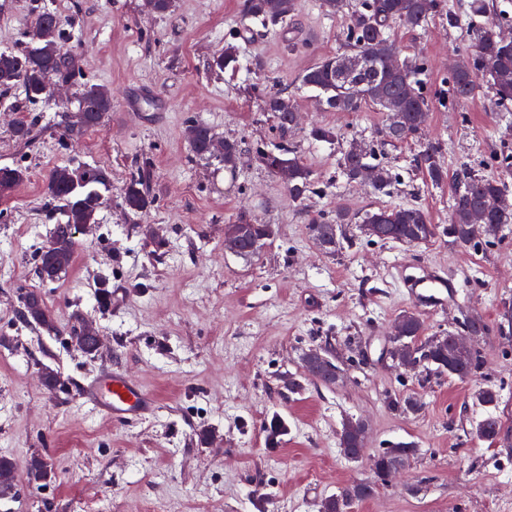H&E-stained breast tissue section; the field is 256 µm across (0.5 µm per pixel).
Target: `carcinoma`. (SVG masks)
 Here are the masks:
<instances>
[{
    "mask_svg": "<svg viewBox=\"0 0 512 512\" xmlns=\"http://www.w3.org/2000/svg\"><path fill=\"white\" fill-rule=\"evenodd\" d=\"M301 0H244L243 17L265 29H287L288 20L300 10ZM324 15L346 22L343 50L325 56L310 66L301 76V85L318 92L320 101L330 111H356L364 104H372L385 113L381 137L390 143H403L421 135L426 121L428 103L421 91L418 75L424 63L413 58L401 57L402 49L392 38L391 30L401 25L415 31L428 25L438 12V0H320ZM487 12L484 0L470 4L469 38L476 47V58L458 64L451 76V96L466 101L475 96L479 88V72L488 75L499 103L512 101V44L505 43L499 31L479 21ZM62 36L61 18L54 9L38 11L34 25L27 33L28 42L17 51L0 52V89L14 86L23 88L25 99L38 103L49 98L51 81L67 83L76 74L74 59L59 51ZM239 62L238 46L228 43L224 51L213 57L209 68L225 70L236 68ZM77 118L67 126L65 136L84 134L99 129L108 112L112 110V95L102 84L86 82L77 98ZM264 110L273 114L282 136H288L296 125L293 104L282 91L263 95ZM196 137L190 142L194 157L213 158L224 163V170L234 173L245 155L237 140H224V151L215 152L210 143L216 140L212 128L205 123H195ZM308 138L313 142L336 141L335 130L327 125L311 128ZM374 147L362 140L352 139L342 150L341 173L348 182L363 177L371 171L370 184L378 194H386L393 176L389 169L370 163ZM251 161L276 176L279 168L286 166L292 171L288 194L300 203L313 190V171L301 160L293 146L281 145L277 150L257 149ZM417 167L433 185L448 179V173L440 161V147L428 145L416 157ZM27 170L17 167L0 168V198L11 195L24 181ZM106 181L105 174L95 168L73 167L64 164L53 169L49 176L48 190L51 199L59 203L62 219L50 231L52 248L40 249L37 267L41 281L54 282L67 272L72 264L79 229L95 223L101 209L102 196L98 186ZM122 203L133 214L150 208V162H145L124 186ZM360 224L369 240L401 243L409 246L425 244L438 235L448 236L449 242L469 246L476 239L497 238L501 228L512 224V190L501 177H489L471 171L456 177V187L451 205L449 223L440 227L432 223L427 210L417 205L369 210L358 216L347 210L336 211L328 219H313L308 224L312 237L324 250L334 254L340 248L339 226ZM272 235L269 224H228L224 246L241 258L253 257ZM21 317L34 323L47 333L57 331V321L45 303L39 289H31L23 295ZM395 330L397 342L409 346L410 356L419 364L433 367V372L457 377L460 380L474 375L480 367V355L475 349L453 361L455 371H448V350L439 349L426 336L427 326L414 312L398 317ZM459 329L475 337L487 336L489 326L479 316H465ZM311 359L321 360L320 370L309 374L324 385L336 384L342 376L340 361L328 348H314L303 353L302 363ZM497 391L487 386L476 394L479 405L487 408L486 415L478 421L475 432L478 438L495 442L504 433L500 417L489 411L496 407ZM415 448L408 443H398L384 449L373 459L376 472L388 476L393 464L399 459L414 455ZM31 482L38 484L50 477L51 466L47 459L35 455L28 464ZM14 481V463L0 455V487L9 489ZM375 488L359 483L347 487L336 495L326 497L319 504V512H348L354 502L370 498Z\"/></svg>",
    "mask_w": 512,
    "mask_h": 512,
    "instance_id": "carcinoma-1",
    "label": "carcinoma"
}]
</instances>
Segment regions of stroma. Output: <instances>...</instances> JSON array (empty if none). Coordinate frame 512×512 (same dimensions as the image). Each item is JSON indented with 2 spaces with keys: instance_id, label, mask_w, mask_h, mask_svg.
Masks as SVG:
<instances>
[{
  "instance_id": "stroma-1",
  "label": "stroma",
  "mask_w": 512,
  "mask_h": 512,
  "mask_svg": "<svg viewBox=\"0 0 512 512\" xmlns=\"http://www.w3.org/2000/svg\"><path fill=\"white\" fill-rule=\"evenodd\" d=\"M470 2L439 0L426 29H394L404 55L425 65L429 111L419 139L390 145L376 139L385 116L375 106L330 112L300 83L343 41V22L324 17L318 0H301L287 31L257 25L246 39L239 36L243 0H173L164 16L143 0H0V51L23 48L38 10L55 9L63 20L59 49L73 57L77 81L105 85L112 95L98 130L67 139L75 83L37 104L21 87L0 89V167L28 171L14 195L0 199V454L14 463L7 494L23 512H76L82 503L91 512H318L322 499L359 482L375 492L350 512H512V442L475 434L485 414L475 400L482 386L497 391L495 413L512 431V335L475 339L482 365L463 381L399 371L384 359L408 310L431 336L472 313L496 324L512 302V224L470 248L442 235L415 247L371 241L347 224L333 255L307 230L310 219L339 209L404 204L446 224L453 183L432 185L415 165L429 143L440 146L450 176L466 169L500 175L502 155L512 154V108L500 106L485 79L467 101L448 92L452 65L476 54L464 28ZM231 41L239 69H209ZM276 90L296 107L297 127L286 137L261 109L262 93ZM131 98L140 111H127ZM22 117L34 123L27 144L12 138ZM196 121L249 152L296 146L315 174L312 193L297 203L280 179L255 166L230 173L217 160L193 157L186 128ZM319 124L336 129L335 143L308 139ZM353 138L374 142L376 163L396 174L388 194L340 175V151ZM146 158L153 204L136 215L121 194ZM65 163L106 174L104 204L78 235L67 274L43 283L36 254L60 218L48 176ZM242 219L273 230L247 260L224 248L225 225ZM429 273L445 286L438 303L424 306L408 283ZM37 287L59 333L18 317L22 294ZM102 288L112 296L106 308L98 303ZM85 324L100 336L91 356L73 340L74 327ZM326 345L341 354L335 386L303 373V352ZM106 367L151 392L156 412L116 426L85 406L81 382ZM48 369L56 387L44 382ZM292 377L302 381L295 393ZM409 395L422 402L419 412L394 407ZM350 420L367 430L355 461L338 449ZM399 442L414 445L415 455L380 478L373 456ZM34 455L52 465L38 486L28 475Z\"/></svg>"
}]
</instances>
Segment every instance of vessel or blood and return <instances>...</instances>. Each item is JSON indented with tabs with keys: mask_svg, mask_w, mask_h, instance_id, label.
Masks as SVG:
<instances>
[{
	"mask_svg": "<svg viewBox=\"0 0 512 512\" xmlns=\"http://www.w3.org/2000/svg\"><path fill=\"white\" fill-rule=\"evenodd\" d=\"M79 395L103 417L119 426L133 424L156 411L155 397L126 374L101 370L81 383Z\"/></svg>",
	"mask_w": 512,
	"mask_h": 512,
	"instance_id": "obj_1",
	"label": "vessel or blood"
}]
</instances>
